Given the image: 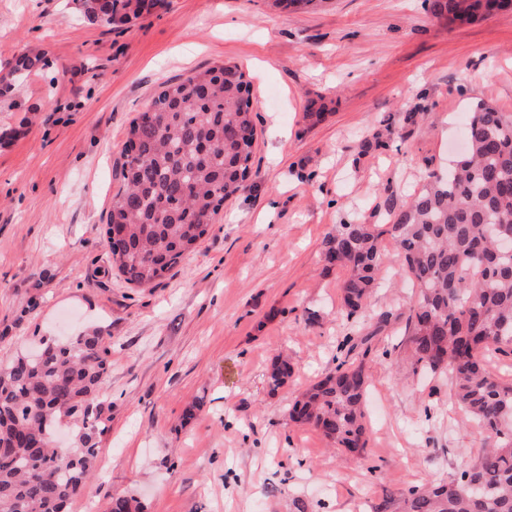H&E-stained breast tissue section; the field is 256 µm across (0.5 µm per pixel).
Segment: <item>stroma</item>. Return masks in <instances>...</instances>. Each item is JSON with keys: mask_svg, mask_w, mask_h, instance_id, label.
<instances>
[{"mask_svg": "<svg viewBox=\"0 0 512 512\" xmlns=\"http://www.w3.org/2000/svg\"><path fill=\"white\" fill-rule=\"evenodd\" d=\"M24 53L51 68L0 99V361L89 326L112 343L97 473L69 512H106L119 495L143 512H291L296 498L308 512H358L474 460L481 433L447 378L413 370L414 288L393 238L361 320L341 309L347 272L326 267L322 241L405 206L461 154L477 103L512 113V11L451 21L429 0L309 12L164 0L112 30L73 0H0V61ZM224 63L251 83L249 186L165 277L128 284L109 268L104 226L129 123L162 83ZM359 329L370 388L355 459L289 407ZM279 355L295 371L273 392Z\"/></svg>", "mask_w": 512, "mask_h": 512, "instance_id": "stroma-1", "label": "stroma"}]
</instances>
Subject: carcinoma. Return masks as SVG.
<instances>
[{
  "instance_id": "cac0c4a2",
  "label": "carcinoma",
  "mask_w": 512,
  "mask_h": 512,
  "mask_svg": "<svg viewBox=\"0 0 512 512\" xmlns=\"http://www.w3.org/2000/svg\"><path fill=\"white\" fill-rule=\"evenodd\" d=\"M101 27H121L164 0H77ZM512 7V0H432L439 16L465 19ZM50 68L22 55L0 69V96ZM467 152L443 176L431 174L404 208L383 223L339 224L324 240V259L348 270L341 305L365 316L382 270V242L400 247L397 274L416 299L407 314L409 349L425 374L446 375L455 403L480 424L474 462L451 480L426 481L385 494L370 512H512V382L480 361L483 352H512V113L480 104L467 126ZM256 140L250 86L236 64L216 65L163 84L129 124L105 236L112 267L135 286L154 284L196 250L224 201L241 192ZM293 400L290 417L312 424L336 447L364 456L368 375L351 359ZM111 350L98 328L67 340L45 338L33 354L0 364V512H69L91 478L102 431L98 407L109 389ZM293 366L279 358L267 379L282 387ZM74 422L66 447L52 444L59 421ZM109 512H140L132 498Z\"/></svg>"
}]
</instances>
